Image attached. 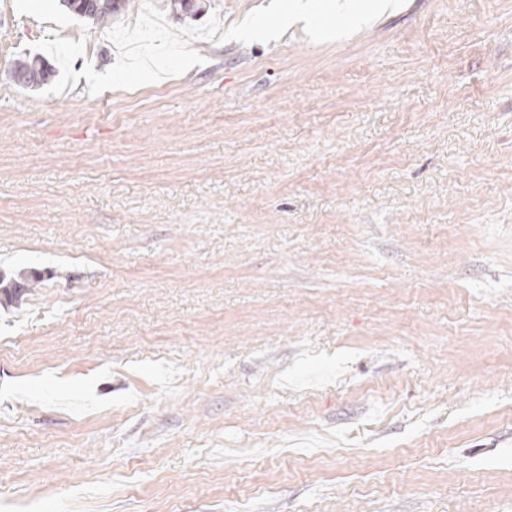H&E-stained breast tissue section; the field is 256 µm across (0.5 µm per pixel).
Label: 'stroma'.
<instances>
[{
    "label": "stroma",
    "mask_w": 512,
    "mask_h": 512,
    "mask_svg": "<svg viewBox=\"0 0 512 512\" xmlns=\"http://www.w3.org/2000/svg\"><path fill=\"white\" fill-rule=\"evenodd\" d=\"M270 2L0 0V512H512V0ZM62 0L64 6L76 16L92 20L94 23L107 22L112 15L129 8L128 0ZM42 62L39 58L33 57L31 63H17L14 68L15 79L26 87L37 86L47 81L53 76V72Z\"/></svg>",
    "instance_id": "1"
}]
</instances>
